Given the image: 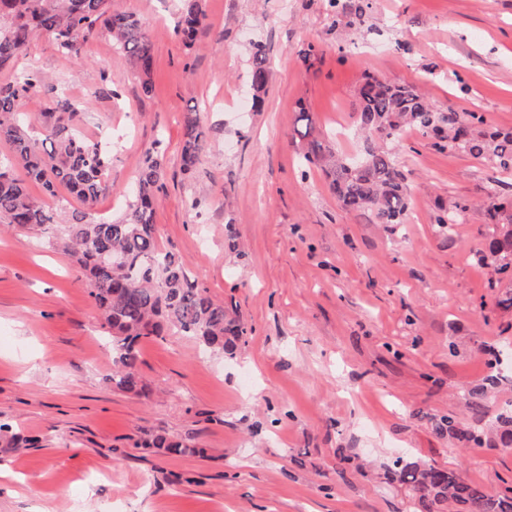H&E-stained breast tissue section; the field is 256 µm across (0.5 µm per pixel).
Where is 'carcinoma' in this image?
Instances as JSON below:
<instances>
[{
  "label": "carcinoma",
  "mask_w": 512,
  "mask_h": 512,
  "mask_svg": "<svg viewBox=\"0 0 512 512\" xmlns=\"http://www.w3.org/2000/svg\"><path fill=\"white\" fill-rule=\"evenodd\" d=\"M205 15L199 0H186L177 26L185 46H191ZM106 33L146 76L145 93L152 91L147 76L153 62V44L147 22L113 8V0H0V71L17 60L40 35L54 37L59 47L78 56L95 35ZM270 67L265 47L256 44L249 60L251 107L263 105ZM37 70L14 72L0 86V141L12 152L0 164V223L50 234L52 244L64 249L89 286V294L107 329L116 353L109 381L137 396L146 395L138 362L144 340L159 337L166 328L193 336L209 351L234 354L244 333L239 319L214 301L206 288L191 280L184 266L157 245L154 222L156 192L164 174L162 142L145 153L137 173L135 191L116 219H98L94 209L110 189L106 180L111 150L77 134L85 113L59 96L44 106L34 128L17 111L20 100L44 84ZM304 123L301 159L329 181L340 206L368 224H404L410 208V188L398 156L372 140L391 139L407 128L434 136V146L462 151L486 159L503 175L512 177V132L475 131L486 123L477 112L441 111L412 85L398 84L367 73L356 93V129L366 135L363 156L354 161L333 152L315 136L308 112L299 111ZM206 136L198 113H187L181 150L182 171L191 173L206 150ZM39 184L50 197L66 189L80 208L59 215L37 202L29 184ZM466 200L452 208L437 206L433 223L442 231L465 221ZM512 211V197L491 198L487 223L495 225L482 259L498 264L499 272H512V224L500 223ZM502 443L512 444V413L497 418ZM151 446L167 453L195 454L197 449L159 435ZM395 477L407 486L419 512H442L454 505L457 512H512V486L488 490L470 482L455 469H440L417 461H396Z\"/></svg>",
  "instance_id": "obj_1"
}]
</instances>
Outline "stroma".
<instances>
[{
  "label": "stroma",
  "mask_w": 512,
  "mask_h": 512,
  "mask_svg": "<svg viewBox=\"0 0 512 512\" xmlns=\"http://www.w3.org/2000/svg\"><path fill=\"white\" fill-rule=\"evenodd\" d=\"M191 46L173 32L182 0H115L146 19L152 91L109 37L81 57L39 36L18 60L49 81L18 103L36 118L70 98L91 142L111 140V186L95 209L122 214L146 151L163 139L157 243L246 333L234 355L176 331L142 343L147 394L112 388V345L68 254L33 230L0 228V512H416L387 471L397 459L512 484V449L489 427L512 411V280L478 262L491 197L512 178L441 152L409 128L384 145L403 165L406 224L342 209L318 170L302 174L298 109L339 154L354 135L356 88L372 72L413 84L438 109L483 112L512 131V0H201ZM409 45L395 50L396 42ZM263 44L261 111L239 108ZM314 46L311 68L298 59ZM207 147L182 172L184 117ZM467 199L439 232L437 204ZM496 384H489L490 375ZM487 429L482 445L436 431ZM162 434L202 448L168 455Z\"/></svg>",
  "instance_id": "stroma-1"
}]
</instances>
